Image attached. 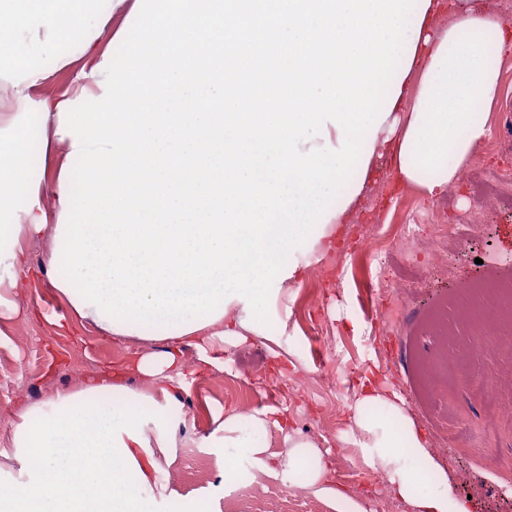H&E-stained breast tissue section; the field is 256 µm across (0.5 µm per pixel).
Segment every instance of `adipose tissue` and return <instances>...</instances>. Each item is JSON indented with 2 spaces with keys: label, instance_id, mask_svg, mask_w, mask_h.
<instances>
[{
  "label": "adipose tissue",
  "instance_id": "adipose-tissue-1",
  "mask_svg": "<svg viewBox=\"0 0 512 512\" xmlns=\"http://www.w3.org/2000/svg\"><path fill=\"white\" fill-rule=\"evenodd\" d=\"M136 0H0L19 32L0 47V82L11 92V106L0 112V323L19 315V291L36 279L23 243L57 233L70 180L63 169L73 138L59 127L63 103L81 93L100 95L97 65L123 27ZM449 10L447 29L435 18ZM411 48L402 59L388 95L394 104L366 142L362 164L349 191L335 198L330 218L307 249L291 257L283 287H300L309 257L335 249L351 223L373 170L389 156L401 182L432 199L455 183L472 152L489 135L490 117L500 96V61L512 53V25L486 9L481 0H420L412 14ZM66 73L67 87L51 85ZM54 256L45 273L66 320L93 327L107 337L167 342L164 353L142 356L136 365L141 388L126 383L122 366L79 381L76 388L17 411L10 451L1 454L27 475L19 482L0 468V512H158L152 479L170 463L183 419L175 394L182 387L170 371L181 368V348H200L201 365L211 357L203 348L213 337L238 343L254 336L244 304L234 299L214 322L161 332L153 327L102 321L93 305L68 293ZM352 420L362 434L365 460L387 474L391 492L412 512H468L448 501V475L398 392L382 393L375 377L363 376ZM284 410L265 407L225 416L208 448L224 451V483L243 476L265 477L341 501L330 480L329 451L312 440L288 434L285 457L268 453L270 428H285Z\"/></svg>",
  "mask_w": 512,
  "mask_h": 512
}]
</instances>
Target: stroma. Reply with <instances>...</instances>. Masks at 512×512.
Returning <instances> with one entry per match:
<instances>
[{
  "label": "stroma",
  "mask_w": 512,
  "mask_h": 512,
  "mask_svg": "<svg viewBox=\"0 0 512 512\" xmlns=\"http://www.w3.org/2000/svg\"><path fill=\"white\" fill-rule=\"evenodd\" d=\"M501 93L493 109L488 142L475 150L459 179L439 197L426 200L402 188L387 158L374 166L371 183L361 196L342 248L312 264L301 288L281 294L279 312L287 313L278 345L250 338L231 346L215 341L210 351L216 366L189 377L177 394L184 420L177 428L175 457L153 484L160 512H168L170 494L203 501L209 512H351V502L367 512L390 502L384 474L369 478L357 443L360 434L350 406L360 378L375 371L382 388H392L426 435L448 474V494L469 512H512V421L498 418L492 374L499 367L493 354L478 350L462 370L463 378H438L435 354H450L448 333L469 327L449 297L465 280L494 284L512 279V210L484 202L482 184L491 169L512 170V149L494 150L505 140L502 117L512 114V62L502 61ZM446 208L449 223L480 222L464 242L447 254L427 256L421 282H413L397 240L411 215ZM387 265H380V258ZM404 285L399 330L383 323L392 307L387 293L375 287L377 275ZM27 305L38 316L17 319L8 329L10 342L0 346V448L12 446L13 421L19 403L39 401L72 388L90 373L123 363L134 352L159 353L166 344L138 338L112 340L86 329L73 336L56 326L64 309L51 297L50 286L29 291ZM346 379L336 395L333 377ZM287 408L302 437L325 441L335 453L333 477L347 495L342 503L321 499L279 482L251 480L252 493L225 491L220 448L187 447L216 429L217 417L235 407L252 410ZM496 455L498 468L485 466Z\"/></svg>",
  "instance_id": "obj_1"
}]
</instances>
